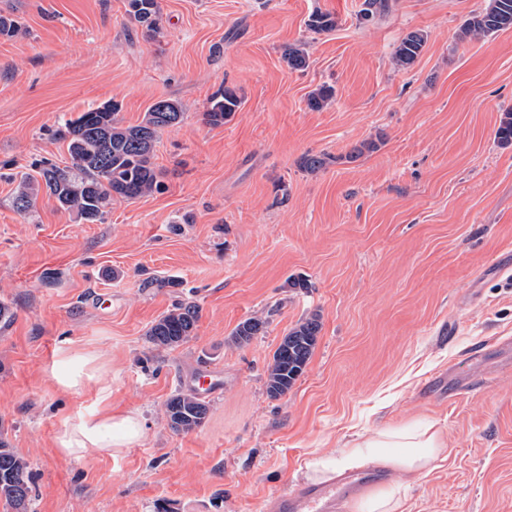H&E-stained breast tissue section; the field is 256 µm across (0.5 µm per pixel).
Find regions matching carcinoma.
I'll list each match as a JSON object with an SVG mask.
<instances>
[{
	"mask_svg": "<svg viewBox=\"0 0 512 512\" xmlns=\"http://www.w3.org/2000/svg\"><path fill=\"white\" fill-rule=\"evenodd\" d=\"M388 9V0H364L360 17L369 22ZM128 14L136 23L155 32L158 29L157 0H128ZM512 28V0H488L487 7L469 18L460 29V38L488 36ZM427 34L422 30L406 33L398 43L394 65L400 69L411 67L422 54ZM283 59L292 70L303 71L309 66L306 52L299 45H290L283 51ZM335 95L334 88L322 85L307 98L309 109L319 111L328 106ZM241 106L236 92L224 87L214 93L205 112L211 126H221ZM120 105L107 102L67 119L54 135L67 142L70 163L64 166L43 163L39 178L24 175L20 179L15 202L26 212L33 207L40 194L54 199L58 207L76 212L87 223L105 220L108 207L116 199L132 200L158 193L163 182L153 162L155 145L167 128L182 122L184 112L180 104L160 98L150 105L141 121L123 125L118 119ZM499 142L512 145V109L502 113L496 132ZM378 148L374 141L354 146L338 157L354 163L364 154ZM332 158L324 153H307L300 167L310 174L325 169ZM200 317V308L194 302H179L159 317L147 331L148 341L156 349L172 348L186 342L194 332ZM267 322L250 317L240 322L232 332L235 342L246 344L265 332ZM320 323L310 317L298 322L277 347L268 369L267 389L277 397L288 392L305 373L317 342ZM208 414L207 404L196 393L179 391L165 404L169 427L178 433H187L201 426ZM32 477L29 463L0 436V501L13 512H29Z\"/></svg>",
	"mask_w": 512,
	"mask_h": 512,
	"instance_id": "carcinoma-1",
	"label": "carcinoma"
}]
</instances>
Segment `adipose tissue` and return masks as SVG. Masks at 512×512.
Returning <instances> with one entry per match:
<instances>
[{
	"label": "adipose tissue",
	"mask_w": 512,
	"mask_h": 512,
	"mask_svg": "<svg viewBox=\"0 0 512 512\" xmlns=\"http://www.w3.org/2000/svg\"><path fill=\"white\" fill-rule=\"evenodd\" d=\"M57 356L59 362L76 360L81 364L80 370L72 373H53L58 388L68 392L91 385L96 388L93 411L63 419L55 441L58 451L78 459L105 448L118 451L137 443L143 435V422L138 414L113 412L110 373L97 353L63 348ZM445 451L441 428L437 422L426 420L412 428L376 430L337 455L309 460L305 469L310 480L319 482L367 463L391 468L399 476L397 484L370 495L360 512H404L402 487L426 474Z\"/></svg>",
	"instance_id": "obj_1"
}]
</instances>
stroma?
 <instances>
[{
    "label": "stroma",
    "instance_id": "1",
    "mask_svg": "<svg viewBox=\"0 0 512 512\" xmlns=\"http://www.w3.org/2000/svg\"><path fill=\"white\" fill-rule=\"evenodd\" d=\"M363 3L158 0L150 32L127 0H0L22 26L0 37V302L14 312L0 435L30 465L31 512H264L313 457L419 419L448 456L404 490L405 512H512V146L496 138L512 30L460 39L487 0H391L367 23ZM318 11L331 30L309 28ZM412 30L426 47L397 69ZM291 44L306 70L288 68ZM323 84L333 102L308 109ZM222 86L242 104L213 127L203 114ZM160 98L184 112L155 148L162 192L115 200L97 224L44 196L16 210V175L69 159L51 129L109 100L134 125ZM309 152L334 161L303 172ZM148 277L177 285L142 288ZM180 300L201 308L193 336L154 349L148 329ZM314 315L305 373L269 396L274 351ZM250 317L265 333L234 344ZM69 342L109 367L113 411L143 421L138 443L58 452L62 416L95 398L51 379ZM203 370L222 390L201 427L174 432L165 403ZM427 43V34L422 30L406 33L398 43L393 62L397 68H410L422 54Z\"/></svg>",
    "mask_w": 512,
    "mask_h": 512
}]
</instances>
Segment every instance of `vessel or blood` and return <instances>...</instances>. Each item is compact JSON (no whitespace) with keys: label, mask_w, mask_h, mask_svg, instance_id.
Masks as SVG:
<instances>
[{"label":"vessel or blood","mask_w":512,"mask_h":512,"mask_svg":"<svg viewBox=\"0 0 512 512\" xmlns=\"http://www.w3.org/2000/svg\"><path fill=\"white\" fill-rule=\"evenodd\" d=\"M388 477V472L373 469L322 483H304L290 492L272 493L269 509L270 512H345L351 500Z\"/></svg>","instance_id":"obj_1"}]
</instances>
